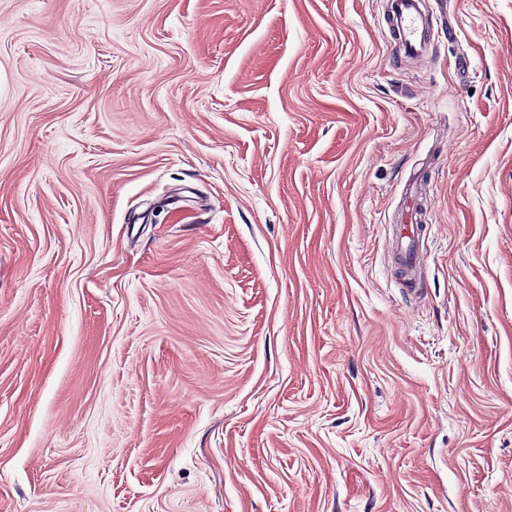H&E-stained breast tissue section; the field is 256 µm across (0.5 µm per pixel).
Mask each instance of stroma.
<instances>
[{
    "label": "stroma",
    "mask_w": 512,
    "mask_h": 512,
    "mask_svg": "<svg viewBox=\"0 0 512 512\" xmlns=\"http://www.w3.org/2000/svg\"><path fill=\"white\" fill-rule=\"evenodd\" d=\"M425 7L0 0V512H512V0ZM390 16L404 57L417 58L427 46L428 30L422 20L421 0H389ZM415 183L404 189L405 202L402 211L396 217L393 240L396 261L405 270L406 276L413 275L423 261L420 241L424 229L417 221L416 201L419 197L414 188Z\"/></svg>",
    "instance_id": "stroma-1"
}]
</instances>
